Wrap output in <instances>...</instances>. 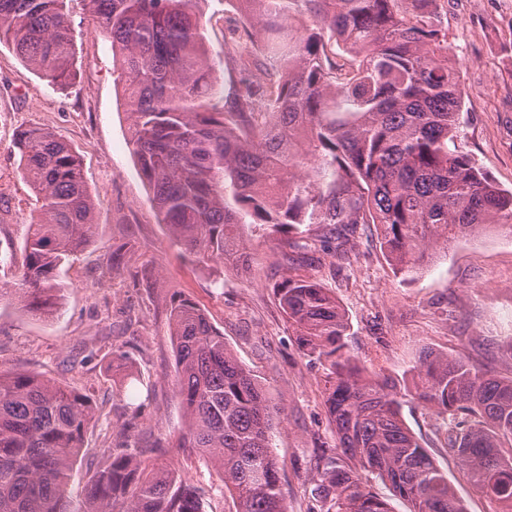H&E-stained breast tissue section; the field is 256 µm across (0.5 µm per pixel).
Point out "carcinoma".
I'll return each instance as SVG.
<instances>
[{
  "instance_id": "1",
  "label": "carcinoma",
  "mask_w": 512,
  "mask_h": 512,
  "mask_svg": "<svg viewBox=\"0 0 512 512\" xmlns=\"http://www.w3.org/2000/svg\"><path fill=\"white\" fill-rule=\"evenodd\" d=\"M250 4L237 40L264 34L271 71L262 91L248 80L222 110L207 57L203 0H83L110 42L129 117V144L161 223L202 264L249 268L244 227L274 234L323 224L324 238L375 225L402 279L428 253L492 226L512 233L504 191L458 144L462 90L448 60V32L433 0H236ZM69 0H0V42L54 87L73 77ZM312 24L293 35L295 14ZM353 55L336 64L327 46ZM20 176L40 201L29 225L18 288L23 307L50 317L58 272L88 241L94 205L80 157L42 128L17 138ZM275 298L303 355L327 365L323 402L332 453L315 459L316 512H390L363 480L389 482L410 512H467L447 474L405 424L410 396L448 425L446 444L474 485L512 512V376L425 348L411 385L369 376L347 348L336 299L311 279L288 276ZM175 388L196 448L224 473L236 512H288L270 433L285 414L224 341L208 315L178 295L169 313ZM95 407L90 396L38 372L0 369V512H203L200 490L144 456L166 451L129 442L145 414L125 405L121 450L99 463L84 501L67 496Z\"/></svg>"
}]
</instances>
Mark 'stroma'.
Masks as SVG:
<instances>
[{
    "label": "stroma",
    "mask_w": 512,
    "mask_h": 512,
    "mask_svg": "<svg viewBox=\"0 0 512 512\" xmlns=\"http://www.w3.org/2000/svg\"><path fill=\"white\" fill-rule=\"evenodd\" d=\"M210 63L221 85L237 80L233 62L237 20L230 0H203ZM448 31L449 57L462 89L465 152L501 188L512 190V0H434ZM76 77L63 88L0 44V368L35 370L88 393L95 416L67 489L80 504L98 461L115 447L112 428L122 394L149 400L139 430L145 441H176L184 410L175 394L169 308L173 291L196 302L242 363L254 370L286 418L272 443L282 463L288 512L314 504L313 459L332 443L323 404L325 367L303 357L273 293L286 275L317 280L336 297L350 325L348 346L369 369L400 378L422 348L465 357L491 374L512 375V235L490 230L434 251L415 279L395 278L376 236L362 224L342 245L343 259L317 246L319 224L292 231L310 250L283 264L276 236L246 229L251 268L203 265L182 256L150 202L127 139L122 89L109 42L99 37L82 0H71ZM39 126L71 144L96 209V225L81 253L61 271L57 313L41 319L9 296L24 256L27 226L40 204L19 176L17 134ZM120 262H113L114 250ZM126 350V371L112 368V349ZM406 425L447 473L467 512H499L449 453L444 422L405 400ZM149 463L175 470L196 485L204 512H235L224 475L196 449L153 454Z\"/></svg>",
    "instance_id": "obj_1"
}]
</instances>
